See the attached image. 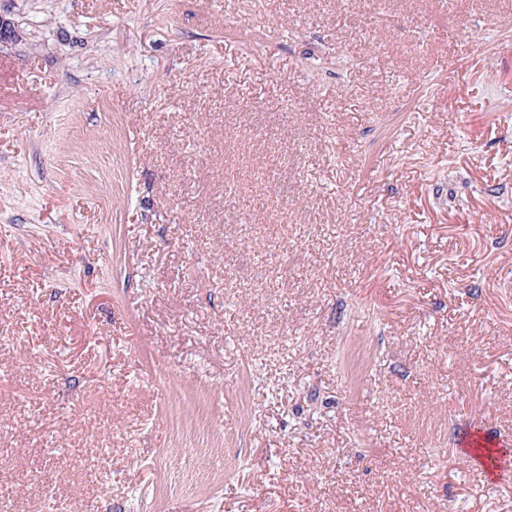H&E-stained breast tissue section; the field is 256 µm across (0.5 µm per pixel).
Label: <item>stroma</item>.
<instances>
[{
	"label": "stroma",
	"mask_w": 512,
	"mask_h": 512,
	"mask_svg": "<svg viewBox=\"0 0 512 512\" xmlns=\"http://www.w3.org/2000/svg\"><path fill=\"white\" fill-rule=\"evenodd\" d=\"M0 18V512H512V0Z\"/></svg>",
	"instance_id": "obj_1"
}]
</instances>
